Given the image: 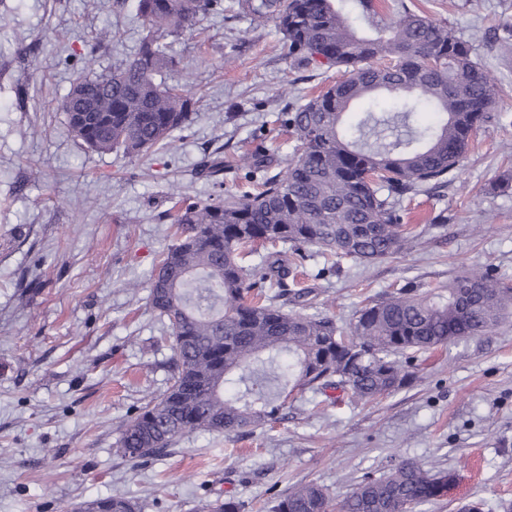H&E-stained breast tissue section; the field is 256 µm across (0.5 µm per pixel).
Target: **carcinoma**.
Segmentation results:
<instances>
[{"label":"carcinoma","mask_w":512,"mask_h":512,"mask_svg":"<svg viewBox=\"0 0 512 512\" xmlns=\"http://www.w3.org/2000/svg\"><path fill=\"white\" fill-rule=\"evenodd\" d=\"M272 19L292 64L343 67L347 77L280 121L296 141L286 170L268 174L266 155L247 157L256 190L184 205L172 217L176 241L148 282L151 310L166 322L174 369L162 396L120 425L130 459L162 456L191 431L230 433L277 419L288 397L311 390L371 402L405 387L399 357L484 335L512 316V288L489 273H463L424 295L398 292L363 307L343 329L328 316L286 311L311 291L288 289L296 258L352 259L367 265L406 247L402 203L444 186L460 169L472 135L495 119L498 88L475 40L406 10L357 34L335 0H245ZM224 0H137L146 34L136 52L104 73L76 72L61 102L74 137L98 153L142 156L172 144L197 101L167 84L176 66L168 39L183 36ZM395 96L389 111L368 108L345 121L350 104ZM438 115L423 127L417 114ZM218 157L201 172L220 183ZM280 245L254 265L258 246ZM455 473L406 460L367 477L336 502L316 483L294 487L275 512H416L447 495ZM84 512H136L116 493L83 501ZM229 497L199 512H241Z\"/></svg>","instance_id":"1"}]
</instances>
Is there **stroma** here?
<instances>
[{
    "label": "stroma",
    "instance_id": "35a3bbf8",
    "mask_svg": "<svg viewBox=\"0 0 512 512\" xmlns=\"http://www.w3.org/2000/svg\"><path fill=\"white\" fill-rule=\"evenodd\" d=\"M136 0H0V512H70L121 493L140 512H197L234 497L242 512H274L297 484L336 499L364 477L404 460L453 469L443 500L422 512H512V322L427 353L411 354L412 383L368 405L339 391L295 394L272 425L239 433H186L167 455L131 460L119 423L168 386L174 352L150 309L146 284L174 241L167 217L182 202L247 190L244 155L264 144L270 173L284 171L293 142L276 122L343 80L342 70H299L273 20L240 0L173 44L197 114L173 150L142 158L98 154L71 134L60 103L65 58L102 73L134 54L142 36ZM387 21L421 11L476 49L499 91L496 122L478 130L448 187L405 205L408 248L363 265L340 260L302 287L311 311L345 325L368 301L426 292L466 270L512 285V0H376ZM111 38L96 54L86 44ZM41 64L28 70L25 53ZM224 162V183L199 174Z\"/></svg>",
    "mask_w": 512,
    "mask_h": 512
}]
</instances>
